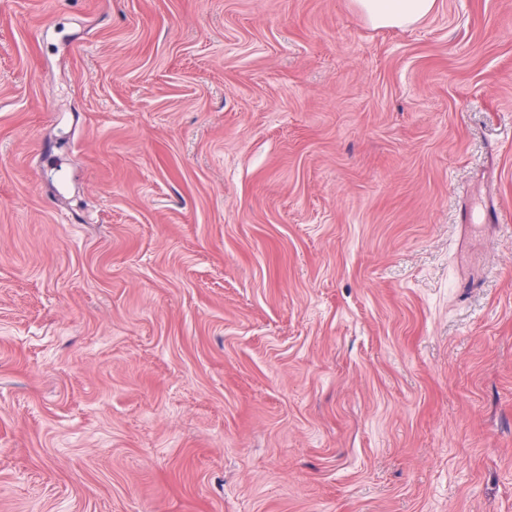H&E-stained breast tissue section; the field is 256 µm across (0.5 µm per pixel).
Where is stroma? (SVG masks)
<instances>
[{
	"label": "stroma",
	"mask_w": 512,
	"mask_h": 512,
	"mask_svg": "<svg viewBox=\"0 0 512 512\" xmlns=\"http://www.w3.org/2000/svg\"><path fill=\"white\" fill-rule=\"evenodd\" d=\"M0 512H512V0H0ZM357 8L375 29H404L427 16L436 0H355Z\"/></svg>",
	"instance_id": "1"
}]
</instances>
